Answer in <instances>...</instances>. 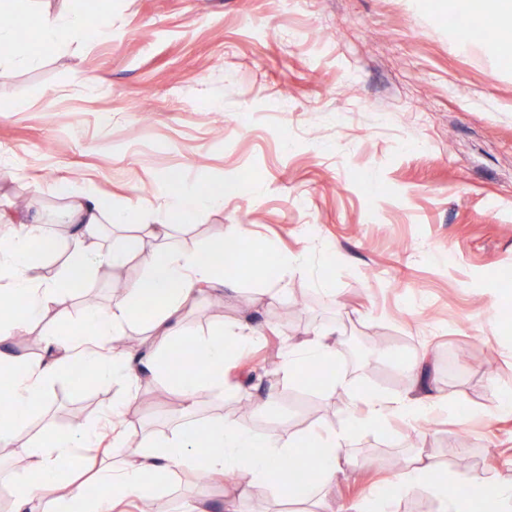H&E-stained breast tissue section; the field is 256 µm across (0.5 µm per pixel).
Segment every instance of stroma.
<instances>
[{"mask_svg":"<svg viewBox=\"0 0 512 512\" xmlns=\"http://www.w3.org/2000/svg\"><path fill=\"white\" fill-rule=\"evenodd\" d=\"M109 37L77 36L64 54L0 80V209L26 193L54 213L72 193L130 208L148 224L186 223L176 243L204 251L245 225L290 264L282 289L243 275L230 298L203 293L183 312L202 335L249 322L262 341L227 366L229 394L200 392L191 412L163 380L135 396L117 379L63 367L32 416L25 444L73 422L97 428L123 405L132 432L195 429L238 412L254 389L275 405L256 429L341 428L351 391L432 394L443 410L356 434L354 464L332 492L336 512L386 485L416 451L453 484L512 479V414L486 412L489 389L512 388V67L485 35L461 38L462 0H110ZM94 74L99 82L84 85ZM224 182L220 209L166 215L168 186ZM307 297L292 312L295 294ZM111 307L107 275L15 337L43 352L47 330L79 320L86 299ZM220 313H213V304ZM335 328L346 387L284 377L289 346ZM419 379L400 365L418 354ZM40 473L0 446V512L9 478ZM167 512H225L224 486L177 472Z\"/></svg>","mask_w":512,"mask_h":512,"instance_id":"35a3bbf8","label":"stroma"}]
</instances>
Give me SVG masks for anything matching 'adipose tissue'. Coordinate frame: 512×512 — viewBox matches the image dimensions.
<instances>
[{"label": "adipose tissue", "instance_id": "1", "mask_svg": "<svg viewBox=\"0 0 512 512\" xmlns=\"http://www.w3.org/2000/svg\"><path fill=\"white\" fill-rule=\"evenodd\" d=\"M22 2L0 0V13L20 12L31 34L30 43L24 44L12 30L0 28V44L11 47L10 53L0 58V79L15 68L38 63L39 49H62L84 27L82 16L70 0H41L28 8ZM224 193L220 184L211 185L202 193L174 189L167 195L166 206L183 217L195 215L221 206ZM55 218L73 225L74 232L66 245L67 259L54 278L42 275L33 260L36 250L52 253L57 249L55 239L43 228V216L17 213L11 218L17 231L0 239V304L11 309L9 315L0 318V374L8 378L0 385L1 446L15 444L17 436L27 430L32 411L42 405L49 385L70 361H81L94 378L115 375L132 388L144 373L163 378L188 410L194 407L200 392L221 394L234 390V383L224 374L225 363L231 357L229 349L260 342L259 330L245 324H228L205 336H190L172 327L170 321L205 291H235L239 273L229 269L224 257L246 237L245 228L212 239L207 247L210 259L205 262L199 253L175 245L179 225L133 224L128 214H113L110 204L92 196L71 201ZM104 224L112 226L114 235L124 238L122 248L91 251L90 245ZM137 257L146 267L145 275L131 281L123 295L113 297L111 308H87L81 322L48 330L42 356L29 358L13 352L10 338L42 319L64 292L87 283L98 268L117 269ZM147 303L152 310L146 314L142 307ZM135 324L156 338L144 359L134 349H113L124 339L126 327ZM310 367L327 368L330 387L344 385L345 377L336 364L335 330L308 332L301 347L286 353L280 365L282 373L289 377ZM351 400L363 404L365 413L357 423L366 429L381 427L392 417L411 421L443 406L442 399L430 395L416 400L380 392L357 393ZM98 435V430L79 426L50 429L21 447L20 455L31 460L44 480L34 483L22 476L12 477L14 512H112L114 505L129 499L140 500L149 507L155 502V488L174 471L203 474L214 480L235 473L242 475V482L228 490L226 501V512H241L253 495L279 487L280 462L305 459V451L311 447L321 451L318 479L303 493L292 492L288 498L305 502V512H333L328 494L339 476L354 463L350 429H311L290 434L279 429L260 431L230 415L210 419L194 432L182 428L167 434L116 431L108 452L120 464L112 468H95L84 454ZM440 468V462L433 457L414 456L395 476L389 490L374 491L363 501L353 503L348 512H391L394 498L425 484L438 499L440 512H469V489L452 493L447 483L432 481V474ZM92 470L97 473L102 492L89 498L76 485L75 477Z\"/></svg>", "mask_w": 512, "mask_h": 512}]
</instances>
